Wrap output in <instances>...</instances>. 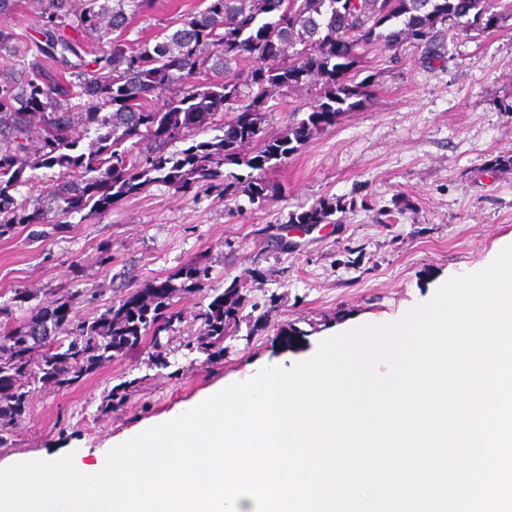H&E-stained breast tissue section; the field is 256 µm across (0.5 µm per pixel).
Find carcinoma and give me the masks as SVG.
<instances>
[{
    "label": "carcinoma",
    "mask_w": 512,
    "mask_h": 512,
    "mask_svg": "<svg viewBox=\"0 0 512 512\" xmlns=\"http://www.w3.org/2000/svg\"><path fill=\"white\" fill-rule=\"evenodd\" d=\"M153 0H36L27 29L36 54L27 58L0 27V58H19L20 75L0 82V235L15 225L45 224L47 214L103 212L150 182L190 192L197 181L222 177L226 164L245 175L223 177L226 197L261 201L274 189L265 178L272 161L288 157L311 134L359 108L368 80L349 75L356 50L413 40L437 50L434 30L445 23L490 35L512 18L500 0H204L180 27L151 45L124 38L131 20ZM108 27H103V23ZM112 38L102 41V29ZM242 57L246 72L233 69ZM309 82L315 99L307 117L260 147L262 124L274 94ZM221 134L169 153L173 143L207 127ZM94 134L89 152L71 154L81 135ZM63 169L32 201L15 193L26 169ZM340 208L321 201L289 216L291 224H319ZM181 287L209 279V267L191 261L108 307L90 324L78 323L62 340H47L70 320V299L45 310L25 331L0 335V427L25 414L28 392L17 384L33 376L71 385L96 365L125 356L146 335L159 336L180 319L171 300ZM213 298L198 313L202 352L224 350L238 331L240 289Z\"/></svg>",
    "instance_id": "carcinoma-1"
}]
</instances>
